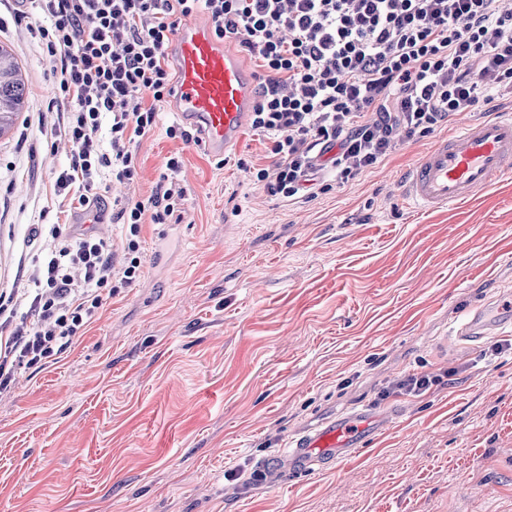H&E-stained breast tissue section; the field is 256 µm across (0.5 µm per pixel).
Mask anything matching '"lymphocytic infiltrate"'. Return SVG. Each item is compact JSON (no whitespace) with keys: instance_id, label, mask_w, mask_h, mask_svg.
Masks as SVG:
<instances>
[{"instance_id":"f902f5d3","label":"lymphocytic infiltrate","mask_w":512,"mask_h":512,"mask_svg":"<svg viewBox=\"0 0 512 512\" xmlns=\"http://www.w3.org/2000/svg\"><path fill=\"white\" fill-rule=\"evenodd\" d=\"M32 27L60 62L71 161L55 179L70 210L103 199L105 176L133 181L135 144L173 93L167 49L180 18L204 11L217 38L237 37L264 71L251 118L272 166L252 176L271 195L311 194L320 171L347 183L390 155L398 132L427 134L479 101L512 90V12L499 0H37ZM180 157L156 193L117 212L123 258L111 240L72 224L35 227L47 238L29 288L0 293V390L15 369L56 362L100 308L143 275L144 221L181 209Z\"/></svg>"}]
</instances>
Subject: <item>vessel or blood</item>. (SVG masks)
I'll return each mask as SVG.
<instances>
[{"label": "vessel or blood", "mask_w": 512, "mask_h": 512, "mask_svg": "<svg viewBox=\"0 0 512 512\" xmlns=\"http://www.w3.org/2000/svg\"><path fill=\"white\" fill-rule=\"evenodd\" d=\"M171 54L176 70L173 109L197 131L206 149L224 154L238 143L255 103L256 80L239 56L229 51L211 26L183 23ZM512 169V115L473 121L441 137L414 163L400 185L401 196L417 208H445L474 199L505 171ZM512 315V302L479 311L463 325V336H490ZM381 419L367 408L352 409L324 427L303 431L288 441L278 458L290 473L330 465L364 444Z\"/></svg>", "instance_id": "vessel-or-blood-1"}]
</instances>
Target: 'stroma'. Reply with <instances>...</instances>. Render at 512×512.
<instances>
[{
	"label": "stroma",
	"instance_id": "obj_1",
	"mask_svg": "<svg viewBox=\"0 0 512 512\" xmlns=\"http://www.w3.org/2000/svg\"><path fill=\"white\" fill-rule=\"evenodd\" d=\"M31 0H0V43L25 107L0 137V291L25 287L32 227L66 222L54 174L71 145L59 62L36 43ZM479 102L345 184L294 203L238 159L268 166L245 130L225 156L168 138L163 105L111 182L89 233L119 241L114 201L145 200L179 155L180 219L144 224V275L109 299L77 344L0 392V512H512V352L454 328L512 295V173L477 199L420 210L398 185L436 141L496 112ZM412 373L442 381L381 398ZM397 409L333 467L262 473L295 433L355 406Z\"/></svg>",
	"mask_w": 512,
	"mask_h": 512
}]
</instances>
